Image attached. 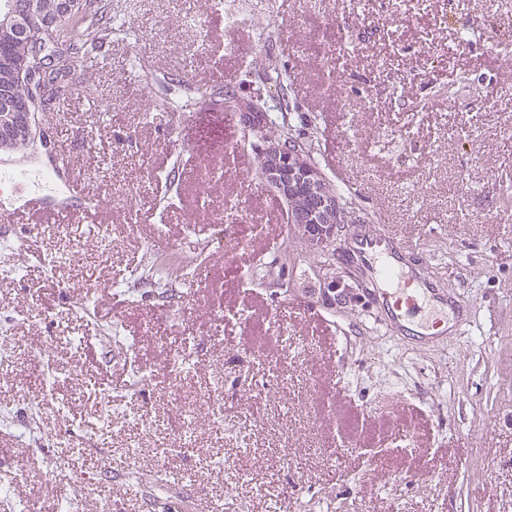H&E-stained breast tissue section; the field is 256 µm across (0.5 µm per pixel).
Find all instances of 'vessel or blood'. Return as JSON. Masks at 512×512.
<instances>
[{
    "label": "vessel or blood",
    "mask_w": 512,
    "mask_h": 512,
    "mask_svg": "<svg viewBox=\"0 0 512 512\" xmlns=\"http://www.w3.org/2000/svg\"><path fill=\"white\" fill-rule=\"evenodd\" d=\"M10 194V205L0 207V224L36 228L44 224L94 226L105 201L76 188L74 182L56 187L52 176L32 179L22 155L0 157V195ZM339 253L355 271V282L373 319L390 335L414 332L423 349H433L439 338L432 329L450 322L452 334L466 331L472 310L457 304L455 289L432 275L428 262L400 232L387 224H349ZM290 306L310 318L325 335L343 346L342 331L327 319L316 301L298 295Z\"/></svg>",
    "instance_id": "obj_1"
}]
</instances>
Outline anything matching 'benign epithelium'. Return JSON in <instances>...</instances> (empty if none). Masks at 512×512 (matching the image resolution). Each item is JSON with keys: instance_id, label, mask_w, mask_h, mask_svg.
<instances>
[{"instance_id": "7a95c632", "label": "benign epithelium", "mask_w": 512, "mask_h": 512, "mask_svg": "<svg viewBox=\"0 0 512 512\" xmlns=\"http://www.w3.org/2000/svg\"><path fill=\"white\" fill-rule=\"evenodd\" d=\"M86 0H0V152L13 144L30 141L36 134V107L48 87L44 71L55 63L41 43L38 30L51 29L61 20L78 14ZM23 87L26 94L18 93Z\"/></svg>"}]
</instances>
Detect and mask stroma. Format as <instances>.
Wrapping results in <instances>:
<instances>
[{"label":"stroma","mask_w":512,"mask_h":512,"mask_svg":"<svg viewBox=\"0 0 512 512\" xmlns=\"http://www.w3.org/2000/svg\"><path fill=\"white\" fill-rule=\"evenodd\" d=\"M259 13L277 16L280 36L254 41L258 54H279L292 78L316 89L292 92L297 125L337 115L336 149L357 180L338 186L353 201L354 217L397 225L429 260L431 274L457 287L474 305L467 333L425 352L393 337L359 300L342 305L329 287L333 250L297 247L286 216L271 220L274 192L254 170L232 173L225 191L209 171L233 149L237 131L224 124V90L255 95L236 59L203 48L186 24L198 16L212 33L224 23L210 0H132L130 23L143 43L109 40L94 53L107 61L94 74L62 79L50 105L40 108L44 142L26 150L32 173L45 169L57 142L68 144L73 173L91 194L113 202L111 246L78 226L0 233V317L15 318L13 366L0 374V402L11 410L10 441L0 442V488L13 489L24 470L23 512H146L144 495L129 494L127 448L145 472L179 483V512H512V12L450 8L429 0H262ZM399 44L388 55L373 31ZM456 41L452 54L430 55L428 34ZM346 56L328 66L337 41ZM204 93V105L176 101ZM374 100L364 108V100ZM171 153L173 186L153 166ZM140 227L126 222L127 206ZM169 238L174 253L210 241L205 274L188 276L172 300L157 289L119 292L120 281L154 253L152 236ZM79 256L54 272L39 257L65 247ZM262 259L288 252V292L260 284L245 291L233 263L240 250ZM309 291L338 322L350 345L348 388L334 398L336 361L329 338H317L306 319L289 313L288 297ZM92 299L88 318L72 310ZM239 304L241 320L218 310ZM278 316L280 330L268 327ZM121 324L153 381L128 392L119 347L101 331ZM83 337L81 353L66 346ZM199 342L194 366L172 371L169 356L185 336ZM79 362L85 374L61 385L40 409V434L21 430L26 400L39 394L32 363ZM189 411L184 447H170L174 422L170 387ZM111 394L141 416L114 420L110 456L88 454L62 474L49 460L60 441L91 442L96 420L87 389ZM224 393V423L216 425L199 395ZM255 399L247 423L234 407ZM377 424L354 436L358 455L342 456L340 425L368 412ZM221 456L224 470L206 460Z\"/></svg>","instance_id":"35a3bbf8"}]
</instances>
